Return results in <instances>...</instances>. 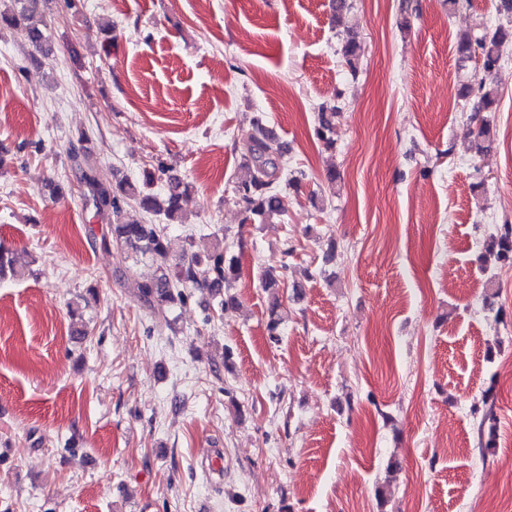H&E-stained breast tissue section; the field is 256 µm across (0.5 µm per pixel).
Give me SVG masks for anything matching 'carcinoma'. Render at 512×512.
Wrapping results in <instances>:
<instances>
[{
  "mask_svg": "<svg viewBox=\"0 0 512 512\" xmlns=\"http://www.w3.org/2000/svg\"><path fill=\"white\" fill-rule=\"evenodd\" d=\"M12 2L14 7L0 10V26L24 27L36 50L49 51L45 24L36 18L40 0ZM510 44L512 27L502 26L490 34L479 37L465 34L459 39L457 53L460 61L466 63L475 60L482 72L478 87L463 84L458 90L459 96L467 98L476 91L479 95V109L487 112L492 110L498 97L494 77L503 51ZM341 113L338 106L321 109L317 128V134L321 138H326V132L331 130ZM250 126L251 151L243 164L244 176L235 185L234 198L235 203L249 213V220L256 224H268L271 218L287 212L286 197L279 189L283 157L280 146L266 125L264 115H254ZM494 137L495 133L488 120L476 119L470 150L478 157L484 155L490 150ZM187 190L188 186L183 181L174 179L168 184L165 199L160 201L156 196L131 183H121L116 188L109 189L94 180L89 182L90 198L94 201L102 199L108 205V211L112 212V234L117 246L136 257L147 256L157 264L158 275L136 283V287L154 316L165 322L168 321L169 305L183 298L182 289L208 288L218 294L222 289L230 287L239 274L237 263L232 259L225 260L224 252L218 249L205 256L186 252L172 258L157 225L144 219L125 218L124 207L133 203L146 214L173 221L182 213V202ZM485 258L512 264V227H506L504 232L490 237L485 248ZM279 284V277L274 272L266 270L261 275L262 288L272 291L268 329L273 334L280 325ZM483 405L484 411L478 425L479 447L493 448L495 402L485 399Z\"/></svg>",
  "mask_w": 512,
  "mask_h": 512,
  "instance_id": "carcinoma-1",
  "label": "carcinoma"
}]
</instances>
